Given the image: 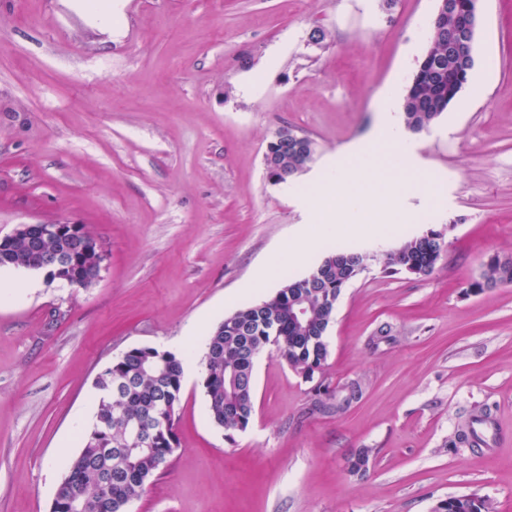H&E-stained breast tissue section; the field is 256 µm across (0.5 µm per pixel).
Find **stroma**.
Wrapping results in <instances>:
<instances>
[{"label": "stroma", "instance_id": "stroma-1", "mask_svg": "<svg viewBox=\"0 0 512 512\" xmlns=\"http://www.w3.org/2000/svg\"><path fill=\"white\" fill-rule=\"evenodd\" d=\"M110 30L78 0H0V236L82 224L104 246L88 288L1 269L34 289L0 304V512H48L92 422L95 381L137 346L164 347L273 296L246 294L287 241L309 233L323 174L402 101L430 47L437 0H115ZM328 33L309 44L313 27ZM281 129L316 144L285 185L264 165ZM388 225L340 239L370 253L435 230L432 274L377 262L348 284L328 329L325 383L362 381L341 414H310V385L272 349L254 412L226 439L201 379L184 381L179 445L128 512H432L474 494L512 512V286L467 292L512 255V0H482L474 67L427 131L407 134ZM437 178L431 189L419 179ZM488 408L487 452L449 447ZM373 449L366 474L347 456Z\"/></svg>", "mask_w": 512, "mask_h": 512}]
</instances>
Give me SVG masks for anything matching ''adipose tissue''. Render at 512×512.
<instances>
[{"label":"adipose tissue","instance_id":"obj_1","mask_svg":"<svg viewBox=\"0 0 512 512\" xmlns=\"http://www.w3.org/2000/svg\"><path fill=\"white\" fill-rule=\"evenodd\" d=\"M404 144L400 125L388 121L369 143V153L363 156L358 167L326 173L312 200L324 234L340 237L358 233L357 225L345 222L343 214L348 210L362 215L369 213L378 219L386 218L381 198L395 193L398 184L390 180L388 169L378 166L376 154L387 146L401 147Z\"/></svg>","mask_w":512,"mask_h":512}]
</instances>
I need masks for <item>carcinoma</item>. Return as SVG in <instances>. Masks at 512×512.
<instances>
[{
	"label": "carcinoma",
	"mask_w": 512,
	"mask_h": 512,
	"mask_svg": "<svg viewBox=\"0 0 512 512\" xmlns=\"http://www.w3.org/2000/svg\"><path fill=\"white\" fill-rule=\"evenodd\" d=\"M469 75L448 61V42L435 37L419 61L403 100L406 130L420 133L437 122L467 84ZM298 149H285L272 136L265 162L267 177L286 184L307 170L313 161V140L302 137ZM88 239L81 254L84 271L101 272V256L93 236L80 226ZM59 247L53 238H41L31 247L28 236H14L0 243V268L46 272L42 263ZM443 250L441 235L433 230L402 243L379 259L387 273L431 274ZM364 254L341 249L329 251L308 273L284 278L269 299L241 307L226 315L207 338L203 358V388L212 421L227 436L242 432L254 411V354L273 347L288 366L302 377L322 371L328 355L326 333L342 289L362 274ZM512 284V256L486 263L480 280L470 284L476 292ZM303 301L309 320L297 322L293 305ZM96 410L85 431L79 454L62 475L50 512H126L128 504L141 496L146 483L163 467L178 447L176 411L181 401V361L172 352L156 347H134L113 360L97 376ZM324 386L312 394L310 413L344 412L363 396V386L348 391ZM155 421L153 439L140 447L127 439L128 423L135 419ZM487 418L480 413L457 426L449 446L473 445L474 424ZM433 512H495L491 501L460 495L439 501Z\"/></svg>",
	"instance_id": "obj_1"
}]
</instances>
